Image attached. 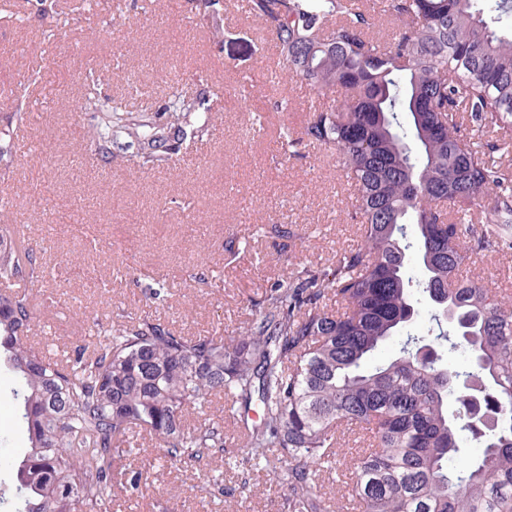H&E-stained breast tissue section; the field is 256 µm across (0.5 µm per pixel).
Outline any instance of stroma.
Instances as JSON below:
<instances>
[{
	"label": "stroma",
	"instance_id": "obj_1",
	"mask_svg": "<svg viewBox=\"0 0 512 512\" xmlns=\"http://www.w3.org/2000/svg\"><path fill=\"white\" fill-rule=\"evenodd\" d=\"M237 2L0 0V195L10 200L0 225L22 226L33 253L38 352L69 361L91 330L136 318L185 336L235 335L270 288L355 243L345 221L354 189L335 153L280 154L319 97L297 77L271 78L272 37ZM90 67L109 97L129 80L146 85L152 109L137 118L151 127L164 122L173 74L211 108L187 113L190 136L170 164L136 166L86 144L92 114L74 104ZM463 273L512 293V251ZM11 379L1 368L0 451L17 456L29 442ZM206 419L224 447L196 461H169L150 436H134L117 462L149 484L101 512H284L286 487L254 467L222 400L189 411L185 426Z\"/></svg>",
	"mask_w": 512,
	"mask_h": 512
}]
</instances>
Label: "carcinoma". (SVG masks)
<instances>
[{"label":"carcinoma","instance_id":"obj_1","mask_svg":"<svg viewBox=\"0 0 512 512\" xmlns=\"http://www.w3.org/2000/svg\"><path fill=\"white\" fill-rule=\"evenodd\" d=\"M384 11L401 22L388 41L351 0H247L280 61L335 97L281 152H336L359 241L270 289L238 335L182 336L142 319L87 356L47 361L27 346L32 312L13 289L34 278L32 254L0 228V360L30 442L0 467L16 470L20 512H94L137 429L175 462L223 447L213 424L183 425L216 393L254 465L287 487L286 512H327L320 473L356 429L358 512H512V294L462 275L472 255L512 250V164L501 161L512 35L498 29L512 0H494L493 16L484 0H385ZM82 86L81 108L98 113L89 141L135 145L139 166L172 161L131 111L102 110L93 71ZM199 104L170 83L167 124L184 134ZM328 291L334 312L320 305ZM390 342L393 357L369 365Z\"/></svg>","mask_w":512,"mask_h":512}]
</instances>
